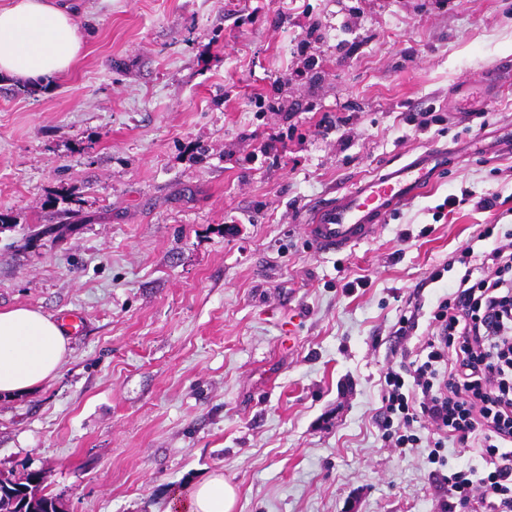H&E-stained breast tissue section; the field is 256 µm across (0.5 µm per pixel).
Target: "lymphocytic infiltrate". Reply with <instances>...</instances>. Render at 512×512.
<instances>
[{
	"instance_id": "obj_1",
	"label": "lymphocytic infiltrate",
	"mask_w": 512,
	"mask_h": 512,
	"mask_svg": "<svg viewBox=\"0 0 512 512\" xmlns=\"http://www.w3.org/2000/svg\"><path fill=\"white\" fill-rule=\"evenodd\" d=\"M482 266L439 300L414 359L384 376L381 428L392 447L427 440L432 464L444 463L451 439L478 450L479 464L450 470L443 512L474 501L512 512V241Z\"/></svg>"
}]
</instances>
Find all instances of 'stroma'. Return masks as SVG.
I'll list each match as a JSON object with an SVG mask.
<instances>
[{
    "mask_svg": "<svg viewBox=\"0 0 512 512\" xmlns=\"http://www.w3.org/2000/svg\"><path fill=\"white\" fill-rule=\"evenodd\" d=\"M77 25L50 88L0 75V309L84 321L58 378L0 395V471L66 512H184L218 472L235 512H442L381 389L431 273L512 235V0H83ZM432 142L434 188L315 251L316 204Z\"/></svg>",
    "mask_w": 512,
    "mask_h": 512,
    "instance_id": "1",
    "label": "stroma"
}]
</instances>
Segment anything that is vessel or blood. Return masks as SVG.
<instances>
[{"mask_svg":"<svg viewBox=\"0 0 512 512\" xmlns=\"http://www.w3.org/2000/svg\"><path fill=\"white\" fill-rule=\"evenodd\" d=\"M448 162L447 149L429 146L386 166L317 206L306 226L317 250L341 253L369 239L378 224L424 192Z\"/></svg>","mask_w":512,"mask_h":512,"instance_id":"1","label":"vessel or blood"}]
</instances>
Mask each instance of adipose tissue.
<instances>
[{"label": "adipose tissue", "mask_w": 512, "mask_h": 512, "mask_svg": "<svg viewBox=\"0 0 512 512\" xmlns=\"http://www.w3.org/2000/svg\"><path fill=\"white\" fill-rule=\"evenodd\" d=\"M71 0H11L0 8V73L22 83L42 82L66 71L82 41ZM68 344L59 326L27 307L0 310V394L12 395L54 379ZM236 491L223 475L198 483L189 512H234Z\"/></svg>", "instance_id": "obj_1"}]
</instances>
